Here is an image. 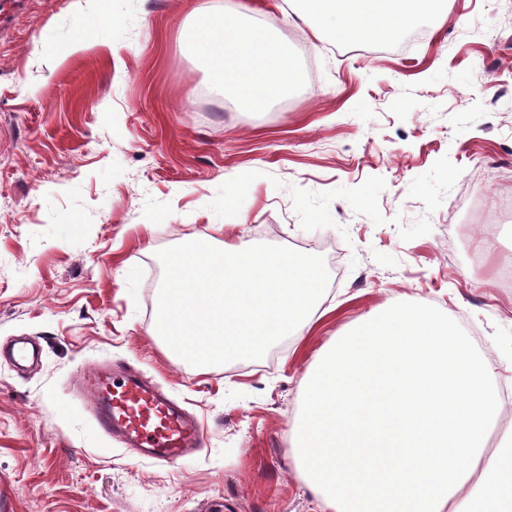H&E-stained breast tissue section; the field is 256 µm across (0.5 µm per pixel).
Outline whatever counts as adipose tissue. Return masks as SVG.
I'll list each match as a JSON object with an SVG mask.
<instances>
[{
	"label": "adipose tissue",
	"mask_w": 512,
	"mask_h": 512,
	"mask_svg": "<svg viewBox=\"0 0 512 512\" xmlns=\"http://www.w3.org/2000/svg\"><path fill=\"white\" fill-rule=\"evenodd\" d=\"M337 39H394L437 0H292ZM193 49L249 105L288 90L285 44L195 9ZM293 457L319 512H512V426L488 354L439 309L397 303L337 337L305 378Z\"/></svg>",
	"instance_id": "ef3b65f1"
}]
</instances>
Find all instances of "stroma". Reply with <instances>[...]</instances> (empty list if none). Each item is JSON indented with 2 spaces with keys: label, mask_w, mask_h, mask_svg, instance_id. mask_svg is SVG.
I'll list each match as a JSON object with an SVG mask.
<instances>
[{
  "label": "stroma",
  "mask_w": 512,
  "mask_h": 512,
  "mask_svg": "<svg viewBox=\"0 0 512 512\" xmlns=\"http://www.w3.org/2000/svg\"><path fill=\"white\" fill-rule=\"evenodd\" d=\"M268 26L297 78L259 108L191 52L192 7ZM424 39L338 51L288 0H0V512H312L291 453L303 378L341 329L401 301L440 309L512 391V0H442ZM87 31L84 47L49 46ZM268 243L323 256L322 315L259 360L205 368L151 335L159 250ZM140 368L196 417L174 464L102 433L90 364ZM473 213L478 217L481 224H487L488 228L492 230L495 228V224H502L507 218L512 219V203L509 201L493 209L475 205Z\"/></svg>",
  "instance_id": "1"
}]
</instances>
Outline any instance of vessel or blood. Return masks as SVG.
<instances>
[{
    "label": "vessel or blood",
    "mask_w": 512,
    "mask_h": 512,
    "mask_svg": "<svg viewBox=\"0 0 512 512\" xmlns=\"http://www.w3.org/2000/svg\"><path fill=\"white\" fill-rule=\"evenodd\" d=\"M80 386L92 400L99 428L151 459L172 463L204 445L196 421L139 371L89 369Z\"/></svg>",
    "instance_id": "b4317fda"
}]
</instances>
